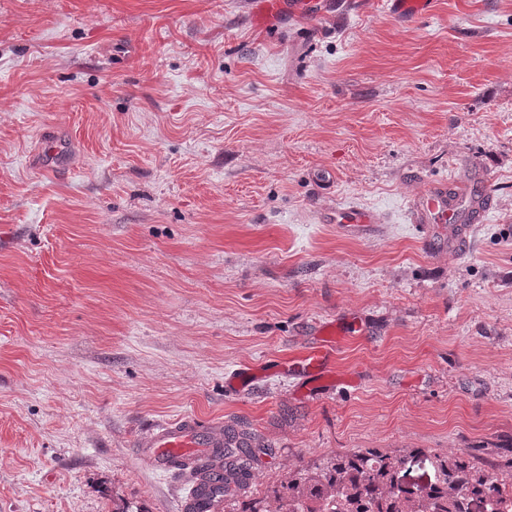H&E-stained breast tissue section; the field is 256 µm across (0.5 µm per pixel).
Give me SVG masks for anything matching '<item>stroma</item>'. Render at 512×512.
<instances>
[{"label":"stroma","instance_id":"35a3bbf8","mask_svg":"<svg viewBox=\"0 0 512 512\" xmlns=\"http://www.w3.org/2000/svg\"><path fill=\"white\" fill-rule=\"evenodd\" d=\"M253 8L0 0V512H178L133 442L186 412L270 445L254 499L357 448L512 458V0ZM445 181L493 197L462 252L411 221ZM331 320V389L227 390ZM254 18L260 26L269 25L282 16L298 15L300 4L306 3V11L309 14L324 12L332 2L328 0H255ZM296 1V2H293ZM389 15L401 23L409 22L418 17L435 12L436 0H386Z\"/></svg>","mask_w":512,"mask_h":512}]
</instances>
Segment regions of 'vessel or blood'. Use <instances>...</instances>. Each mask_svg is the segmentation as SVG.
<instances>
[{
    "mask_svg": "<svg viewBox=\"0 0 512 512\" xmlns=\"http://www.w3.org/2000/svg\"><path fill=\"white\" fill-rule=\"evenodd\" d=\"M385 5L389 15L406 23L434 13L437 0H385ZM328 6L329 0H256L254 18L258 25L266 26L282 16L298 15L303 9L317 14ZM410 212L413 223L429 225L432 245H445L456 251L465 248L471 230L466 223L467 210L449 198L446 187L429 185L412 198ZM345 337L336 323L325 324L303 351L270 360L267 369L278 376L297 377L311 389L333 386L336 350ZM223 447V423L205 424L195 414L186 413L152 425L136 440L135 453L154 471L185 474L210 464ZM179 509L180 512H223L224 499L215 494L196 493L181 501Z\"/></svg>",
    "mask_w": 512,
    "mask_h": 512,
    "instance_id": "b4317fda",
    "label": "vessel or blood"
}]
</instances>
